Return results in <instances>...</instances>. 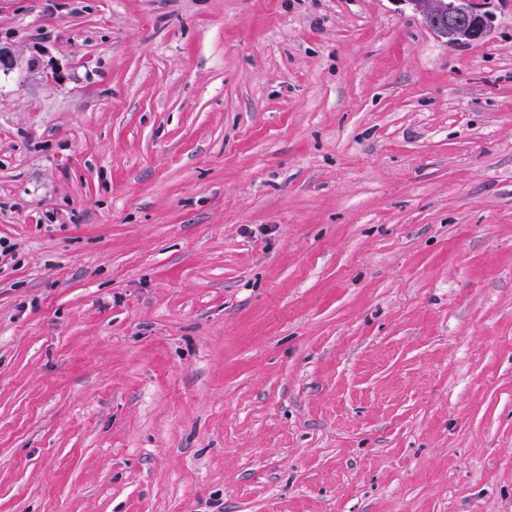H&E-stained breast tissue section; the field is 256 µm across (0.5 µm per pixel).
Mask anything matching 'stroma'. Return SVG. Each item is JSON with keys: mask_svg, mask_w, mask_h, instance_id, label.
<instances>
[{"mask_svg": "<svg viewBox=\"0 0 512 512\" xmlns=\"http://www.w3.org/2000/svg\"><path fill=\"white\" fill-rule=\"evenodd\" d=\"M0 0V512H512V0ZM477 0H405L425 26L446 41H481L491 30L490 16L476 6ZM480 17L483 23L477 22Z\"/></svg>", "mask_w": 512, "mask_h": 512, "instance_id": "1", "label": "stroma"}]
</instances>
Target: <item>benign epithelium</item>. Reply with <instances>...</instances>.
Listing matches in <instances>:
<instances>
[{
  "instance_id": "obj_1",
  "label": "benign epithelium",
  "mask_w": 512,
  "mask_h": 512,
  "mask_svg": "<svg viewBox=\"0 0 512 512\" xmlns=\"http://www.w3.org/2000/svg\"><path fill=\"white\" fill-rule=\"evenodd\" d=\"M418 13L425 26L438 38L452 41H481L491 30L490 16L476 0H403Z\"/></svg>"
}]
</instances>
